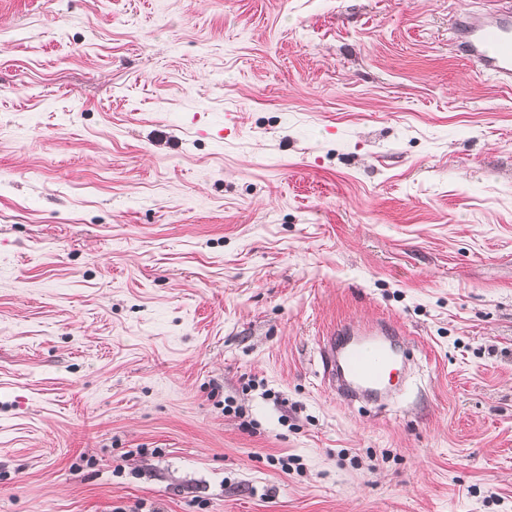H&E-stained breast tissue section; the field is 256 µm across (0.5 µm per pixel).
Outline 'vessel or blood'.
Returning a JSON list of instances; mask_svg holds the SVG:
<instances>
[{
  "label": "vessel or blood",
  "mask_w": 512,
  "mask_h": 512,
  "mask_svg": "<svg viewBox=\"0 0 512 512\" xmlns=\"http://www.w3.org/2000/svg\"><path fill=\"white\" fill-rule=\"evenodd\" d=\"M461 35L460 50L478 70L511 86L512 12L466 16ZM396 331V324L383 320L333 327L321 348V360L338 398L352 401L392 390L395 372L404 364L391 342Z\"/></svg>",
  "instance_id": "vessel-or-blood-1"
}]
</instances>
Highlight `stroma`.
<instances>
[{
	"label": "stroma",
	"mask_w": 512,
	"mask_h": 512,
	"mask_svg": "<svg viewBox=\"0 0 512 512\" xmlns=\"http://www.w3.org/2000/svg\"><path fill=\"white\" fill-rule=\"evenodd\" d=\"M495 2L0 0V512H512ZM381 317L412 382L345 403ZM459 46L479 72L512 85V12L510 8L482 16L465 15ZM396 331V324L383 320L362 326L344 322L333 327L321 348V360L338 398L376 397L400 385L402 377L396 384L393 378L408 358L403 351L400 357L390 340Z\"/></svg>",
	"instance_id": "stroma-1"
}]
</instances>
